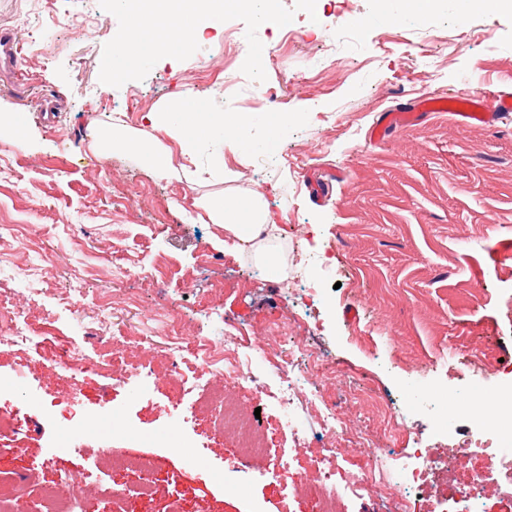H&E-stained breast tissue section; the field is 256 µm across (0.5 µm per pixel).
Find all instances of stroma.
I'll return each instance as SVG.
<instances>
[{
    "label": "stroma",
    "mask_w": 512,
    "mask_h": 512,
    "mask_svg": "<svg viewBox=\"0 0 512 512\" xmlns=\"http://www.w3.org/2000/svg\"><path fill=\"white\" fill-rule=\"evenodd\" d=\"M315 2L308 10L302 0H279L294 38L252 13L229 12L234 49L219 36L188 53H153L105 87L98 64L130 29L114 0H0V30L14 31L21 45L17 74L0 76V114L18 115L26 129L19 141L0 130V163L11 169L0 180V224L41 233L28 249L0 237V304H25L36 289L32 315L63 324L73 290L91 317L100 289L139 298L104 322L97 350L105 364L75 385L42 352L0 340V377L10 382L0 390V418L20 426L0 439V471L25 477L28 512H45L38 492L49 486L63 494L84 487V512H113L104 484L127 489L123 512H169L176 500L184 512H315L313 496L288 498L284 480L265 468L243 474L234 445L212 433L209 418L174 415L177 378L191 376L192 362L172 366L158 348L147 384L124 382L143 355L111 338L136 332L149 314L179 311L190 336H220L230 323L258 348L273 321L284 336H310L343 369L328 394L372 448L393 441L374 409L354 401L360 391L385 400L417 437L433 429L432 376L446 400L474 376L491 392L501 384L498 363L512 361V112L488 128L449 112L420 113L397 132L383 119L430 96H480L494 111L497 95L512 92V8L506 0H472L466 9L438 0L417 13L407 0ZM75 18L88 21L87 32L71 28ZM258 45L282 100L275 127L251 80ZM183 98L251 116L246 139L225 146L223 165L205 151L178 156L177 177L160 179L130 152L93 139L117 123L141 140L165 141L143 115ZM290 155L300 159L293 170ZM255 192L269 210L264 242L283 264L275 276L201 207ZM325 250L332 270L319 286L331 303L311 310L302 254ZM154 252L168 262L162 283L142 273ZM116 256L138 274L114 278ZM30 267L35 280L15 276ZM56 397L68 400L69 418L51 416ZM243 399L259 409L274 451L309 455L316 424L282 438L269 400ZM86 421L96 439L62 447L65 427ZM456 424L438 454L465 484L493 463L459 459L472 422ZM164 428L182 453L154 441ZM100 447L108 459H93ZM126 457L153 461L151 493H139L138 473L112 469Z\"/></svg>",
    "instance_id": "stroma-1"
}]
</instances>
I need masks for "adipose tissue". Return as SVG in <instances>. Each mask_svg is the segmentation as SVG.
<instances>
[{"label": "adipose tissue", "instance_id": "ef3b65f1", "mask_svg": "<svg viewBox=\"0 0 512 512\" xmlns=\"http://www.w3.org/2000/svg\"><path fill=\"white\" fill-rule=\"evenodd\" d=\"M254 3L255 0H142L119 53L99 64L102 84L110 85L117 71L132 67L157 45L185 50L194 47L206 33L223 30L226 12ZM144 121L164 131L178 144L182 155L189 158L194 157L200 138L219 132V139L212 143V156L218 162L224 159L225 140L247 136L249 126L244 114L205 109L188 99L162 111L146 113ZM207 211L213 223L246 244L259 239L268 217L257 195L215 199L208 204Z\"/></svg>", "mask_w": 512, "mask_h": 512}]
</instances>
